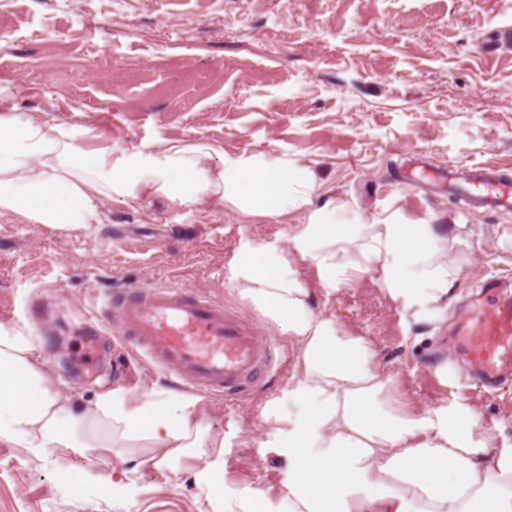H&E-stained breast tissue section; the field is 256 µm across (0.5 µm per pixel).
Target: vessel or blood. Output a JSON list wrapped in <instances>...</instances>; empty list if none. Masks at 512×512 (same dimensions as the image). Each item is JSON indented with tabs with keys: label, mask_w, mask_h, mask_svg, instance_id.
<instances>
[{
	"label": "vessel or blood",
	"mask_w": 512,
	"mask_h": 512,
	"mask_svg": "<svg viewBox=\"0 0 512 512\" xmlns=\"http://www.w3.org/2000/svg\"><path fill=\"white\" fill-rule=\"evenodd\" d=\"M497 169L453 164L437 182L468 189L473 208L512 209V185ZM102 318L126 336L177 383L206 393L236 397L276 365V347L230 312L223 302L175 286L154 287L108 300ZM458 334L472 372L488 387L512 379V290L488 284L481 304Z\"/></svg>",
	"instance_id": "b4317fda"
}]
</instances>
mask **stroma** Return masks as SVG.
Here are the masks:
<instances>
[{
	"label": "stroma",
	"instance_id": "obj_1",
	"mask_svg": "<svg viewBox=\"0 0 512 512\" xmlns=\"http://www.w3.org/2000/svg\"><path fill=\"white\" fill-rule=\"evenodd\" d=\"M0 91L35 120L92 130L121 147L171 141L228 155L274 153L314 165L324 192L364 209L394 204L413 219H455L471 234L438 328L408 325L373 277L325 289L302 276L314 311L368 337L419 410L462 398L506 422L512 385H472L451 330L487 278H512V210H476L415 170L504 166L512 178V0H0ZM104 223L56 231L0 216V323L25 329L61 390L88 403L171 379L111 325L86 322L117 288L174 285L222 300L276 343L285 364L233 405L197 394L224 440V494L274 493L285 466L267 408L286 403L297 347L243 298L233 259L250 243L289 248L291 227L248 219L211 199L187 211L160 197L101 199ZM97 351L87 357L89 331ZM459 382L439 380L440 362ZM58 454L28 461L0 444V512H199L191 470L135 472L110 494L95 451L74 456L94 482L73 492Z\"/></svg>",
	"mask_w": 512,
	"mask_h": 512
}]
</instances>
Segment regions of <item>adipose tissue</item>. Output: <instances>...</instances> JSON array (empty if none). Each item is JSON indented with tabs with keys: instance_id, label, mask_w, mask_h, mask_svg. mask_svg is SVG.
Wrapping results in <instances>:
<instances>
[{
	"instance_id": "adipose-tissue-1",
	"label": "adipose tissue",
	"mask_w": 512,
	"mask_h": 512,
	"mask_svg": "<svg viewBox=\"0 0 512 512\" xmlns=\"http://www.w3.org/2000/svg\"><path fill=\"white\" fill-rule=\"evenodd\" d=\"M166 198L193 209L209 198L251 219L299 222L290 250L244 247L233 264L242 296L299 347L291 412L272 404L274 446L286 467L275 494L224 497V453L193 398L115 388L89 405L66 396L31 336L0 324V442L38 460L97 450L113 476L124 463L174 472L195 462L202 512H512V444L465 399L415 410L371 343L316 313L302 265L335 290L376 275L415 326L437 323L459 277L468 227L413 220L395 205L361 209L323 196L311 164L266 153L215 155L203 142L122 148L89 130L48 125L0 101V215L53 230L101 223L100 199Z\"/></svg>"
}]
</instances>
